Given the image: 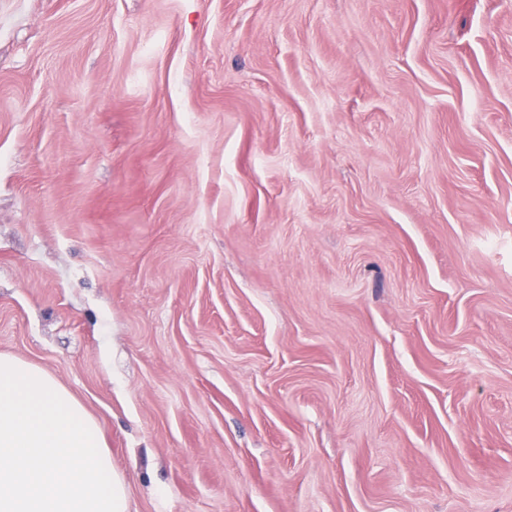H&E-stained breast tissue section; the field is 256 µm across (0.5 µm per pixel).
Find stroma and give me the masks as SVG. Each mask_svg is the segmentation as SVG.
<instances>
[{
  "label": "stroma",
  "instance_id": "stroma-1",
  "mask_svg": "<svg viewBox=\"0 0 512 512\" xmlns=\"http://www.w3.org/2000/svg\"><path fill=\"white\" fill-rule=\"evenodd\" d=\"M0 353L130 512H512V0H0Z\"/></svg>",
  "mask_w": 512,
  "mask_h": 512
}]
</instances>
